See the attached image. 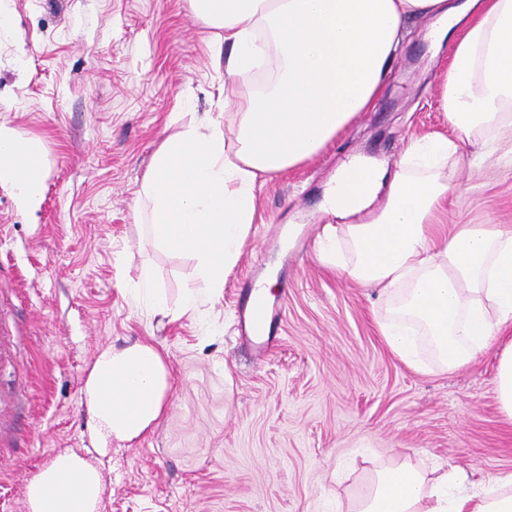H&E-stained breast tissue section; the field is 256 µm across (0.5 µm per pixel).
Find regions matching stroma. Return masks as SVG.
<instances>
[{
  "label": "stroma",
  "mask_w": 512,
  "mask_h": 512,
  "mask_svg": "<svg viewBox=\"0 0 512 512\" xmlns=\"http://www.w3.org/2000/svg\"><path fill=\"white\" fill-rule=\"evenodd\" d=\"M426 18L407 36L375 106L313 158L261 177L257 213L223 292L193 316H154L128 287L150 265L170 307L193 259L154 249L135 202L163 140L183 122L235 111L213 34L189 0H10L0 26V123L46 146L39 211L0 184V512H27L40 467L74 453L97 466L100 512H336L368 474L400 455L458 465L481 480L512 471V423L499 411L496 356L419 373L384 344L379 288L339 276L315 253L284 263L278 227L322 226L337 168L362 153L396 166L409 139L456 140L441 108L447 50ZM460 191L434 221L512 227V144L472 146ZM129 255L117 264L118 254ZM274 273L281 329L265 356L239 334L237 284L256 263ZM152 340L168 356L170 402L133 442L94 448L82 387L100 345Z\"/></svg>",
  "instance_id": "obj_1"
}]
</instances>
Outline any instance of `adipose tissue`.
Wrapping results in <instances>:
<instances>
[{
	"instance_id": "adipose-tissue-1",
	"label": "adipose tissue",
	"mask_w": 512,
	"mask_h": 512,
	"mask_svg": "<svg viewBox=\"0 0 512 512\" xmlns=\"http://www.w3.org/2000/svg\"><path fill=\"white\" fill-rule=\"evenodd\" d=\"M215 35L212 59L227 79L249 81L263 57L276 67L247 92L228 123L206 117L183 126L155 152L141 195L151 241L196 261L181 310L221 294L250 236L260 176L299 165L352 118L372 109L406 34L430 18L434 48H448L441 104L459 135L411 139L396 170L351 158L323 208L317 257L329 269L382 289L378 322L390 352L408 368L452 372L496 350V396L512 421V228L457 224L434 232L432 218L458 188L444 173L459 143L512 140V0H190ZM233 137H226L225 126ZM45 147L0 124V184L18 209L42 201ZM370 221L360 215L376 200ZM164 352L137 340L101 346L82 387L97 450L155 427L170 391ZM97 467L75 454L55 457L27 483L28 512H99ZM347 512H512V471L471 485L469 473L419 469L402 456L375 470Z\"/></svg>"
}]
</instances>
